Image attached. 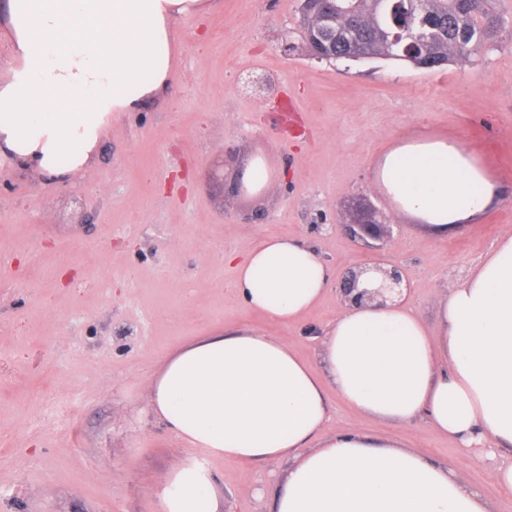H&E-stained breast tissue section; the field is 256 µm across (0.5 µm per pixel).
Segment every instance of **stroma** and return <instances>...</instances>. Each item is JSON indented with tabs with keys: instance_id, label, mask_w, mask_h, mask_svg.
<instances>
[{
	"instance_id": "1",
	"label": "stroma",
	"mask_w": 512,
	"mask_h": 512,
	"mask_svg": "<svg viewBox=\"0 0 512 512\" xmlns=\"http://www.w3.org/2000/svg\"><path fill=\"white\" fill-rule=\"evenodd\" d=\"M495 46L426 71L390 60L318 61L299 46L298 0H215L173 26V84L163 100L112 122L99 159L58 182L0 161V512H160L173 466L211 475L220 512H270L288 469L182 445L148 407L164 357L216 330L259 329L322 370L319 337L342 300L330 290L292 325L268 320L231 290L230 251L260 237L307 241L337 275L399 265L429 326L446 286L512 234V0H492ZM294 47L286 51L283 40ZM271 76L290 122L243 85ZM445 136L472 150L501 199L476 223L437 236L374 184L370 161L396 141ZM266 158L271 191L236 195L211 179ZM376 213L380 250L346 223ZM388 433L512 512L498 484L512 456L473 459L425 423L399 425L334 403L327 432Z\"/></svg>"
}]
</instances>
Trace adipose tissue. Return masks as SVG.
I'll return each mask as SVG.
<instances>
[{"label":"adipose tissue","instance_id":"1","mask_svg":"<svg viewBox=\"0 0 512 512\" xmlns=\"http://www.w3.org/2000/svg\"><path fill=\"white\" fill-rule=\"evenodd\" d=\"M211 0H5L12 43L0 80V158L77 179L124 112L170 92L171 27ZM397 213L445 235L473 222L499 184L459 141L405 138L372 161ZM251 309L290 325L334 285V268L302 239L272 236L227 258ZM430 329L406 299L345 303L322 335L325 374L256 329L195 340L149 380V408L192 448L234 461L291 466L273 512H490L451 467L389 435L330 433L332 400L389 422L423 421L466 448L512 452V235L454 283ZM162 512H219L210 474L176 466Z\"/></svg>","mask_w":512,"mask_h":512}]
</instances>
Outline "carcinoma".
<instances>
[{"instance_id":"1","label":"carcinoma","mask_w":512,"mask_h":512,"mask_svg":"<svg viewBox=\"0 0 512 512\" xmlns=\"http://www.w3.org/2000/svg\"><path fill=\"white\" fill-rule=\"evenodd\" d=\"M393 2L332 0L336 26L322 34L317 31L318 5L300 0V39L304 44L317 41L321 60L385 59L426 70L468 59L495 45L499 20L486 7L488 0H424L431 28L414 44L409 38L393 40L396 29L388 12Z\"/></svg>"}]
</instances>
